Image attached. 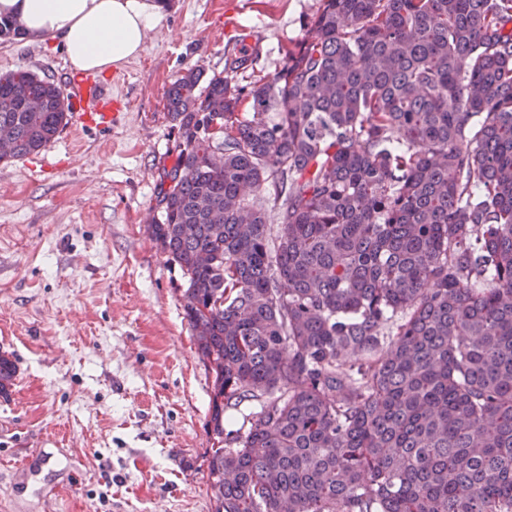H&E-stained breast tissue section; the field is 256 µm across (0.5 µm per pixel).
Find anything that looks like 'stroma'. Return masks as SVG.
<instances>
[{"label":"stroma","instance_id":"stroma-1","mask_svg":"<svg viewBox=\"0 0 512 512\" xmlns=\"http://www.w3.org/2000/svg\"><path fill=\"white\" fill-rule=\"evenodd\" d=\"M320 0H168L140 55L96 75L112 118L71 119L39 154L0 163V507L9 512H213L211 377L184 317L182 273L148 233L178 134L164 92L249 54L279 71ZM64 94L84 73L52 42H0Z\"/></svg>","mask_w":512,"mask_h":512}]
</instances>
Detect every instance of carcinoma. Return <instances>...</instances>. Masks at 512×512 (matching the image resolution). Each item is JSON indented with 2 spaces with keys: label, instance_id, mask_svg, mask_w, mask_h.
<instances>
[{
  "label": "carcinoma",
  "instance_id": "obj_1",
  "mask_svg": "<svg viewBox=\"0 0 512 512\" xmlns=\"http://www.w3.org/2000/svg\"><path fill=\"white\" fill-rule=\"evenodd\" d=\"M247 63L166 89L150 227L214 374V512H512V0H322L278 72L241 86ZM71 114L1 74L0 162ZM14 374L1 352V395Z\"/></svg>",
  "mask_w": 512,
  "mask_h": 512
}]
</instances>
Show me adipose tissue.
Wrapping results in <instances>:
<instances>
[{
    "label": "adipose tissue",
    "mask_w": 512,
    "mask_h": 512,
    "mask_svg": "<svg viewBox=\"0 0 512 512\" xmlns=\"http://www.w3.org/2000/svg\"><path fill=\"white\" fill-rule=\"evenodd\" d=\"M28 39L52 40L77 71L101 72L137 57L164 19L161 0H0Z\"/></svg>",
    "instance_id": "obj_1"
}]
</instances>
